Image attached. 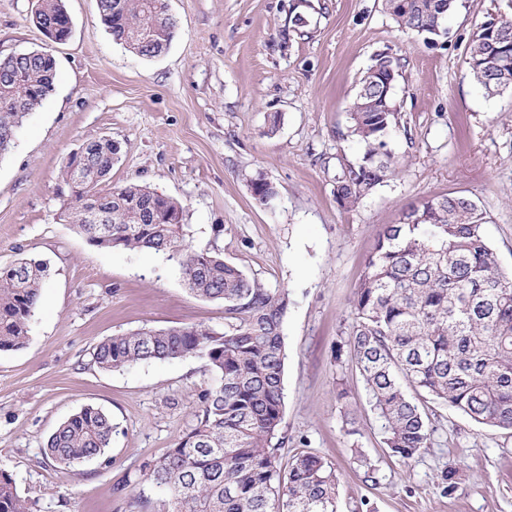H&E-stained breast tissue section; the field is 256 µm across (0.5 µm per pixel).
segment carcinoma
<instances>
[{"label":"carcinoma","mask_w":512,"mask_h":512,"mask_svg":"<svg viewBox=\"0 0 512 512\" xmlns=\"http://www.w3.org/2000/svg\"><path fill=\"white\" fill-rule=\"evenodd\" d=\"M456 0H412L393 15L405 30L433 33ZM98 13L114 41L135 54L164 53L177 32L167 0H97ZM64 0H39L36 18L57 22L58 39L71 33L62 18ZM488 96L512 89V57L503 59L481 29L468 60ZM56 60L36 50L0 60V156L13 144L23 118L55 91ZM367 74L350 106L351 133L363 148L361 162L336 183V201L351 209L377 185L398 173L387 137L398 112ZM116 152L99 139L84 159V179L62 214L87 241L162 255L180 270L195 295L224 302V330L208 325L139 329L98 342L92 361L104 371L133 363L197 358L212 384L200 391L193 423L174 447L142 474L166 491L169 512H337L336 477L312 452L282 462L279 436L284 418L287 359L283 321L289 298L246 275L224 257L186 242L184 208L146 186L129 184L103 192ZM107 223L90 224L95 203ZM171 215L174 224L146 217ZM486 218L465 195H445L409 207L403 219L379 232L350 302L352 322L336 359L347 354L361 376L388 453L407 462L431 446L437 428L422 402L447 405L475 422L512 432V275L500 269L484 233ZM49 266L21 258L0 267V351L22 348L29 338ZM114 426L110 417L85 406L49 436L45 454L75 470L107 458ZM0 512H34L0 469Z\"/></svg>","instance_id":"carcinoma-1"}]
</instances>
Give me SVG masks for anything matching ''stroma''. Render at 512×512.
<instances>
[{"label": "stroma", "instance_id": "obj_1", "mask_svg": "<svg viewBox=\"0 0 512 512\" xmlns=\"http://www.w3.org/2000/svg\"><path fill=\"white\" fill-rule=\"evenodd\" d=\"M37 3L0 0V59L48 46L57 63L55 92L0 157V267L23 257L50 267L26 346L0 351V468L20 495L37 512H168L164 490L141 484L133 508L119 485L182 437L211 382L199 359L114 372L91 360L113 335L224 325L223 301L192 294L163 256L97 248L59 220L63 160L108 137L121 150L105 189L140 184L178 200L195 249L287 291L282 453L312 452L332 467L338 512H512V433L442 406L432 447L399 461L354 364L336 358L377 235L413 204L469 196L512 273V91L485 96L467 64L476 26L512 14V0H457L433 41L401 30L382 0H168L177 33L154 58L113 41L97 0H65L70 37L48 45ZM381 52L401 64L389 138L400 173L347 210L336 182L362 156L350 101ZM259 174L277 191L265 206L250 187ZM87 405L116 427L109 459L57 467L46 441ZM361 453L378 483L365 481ZM450 467L458 484L444 493L437 477Z\"/></svg>", "mask_w": 512, "mask_h": 512}]
</instances>
